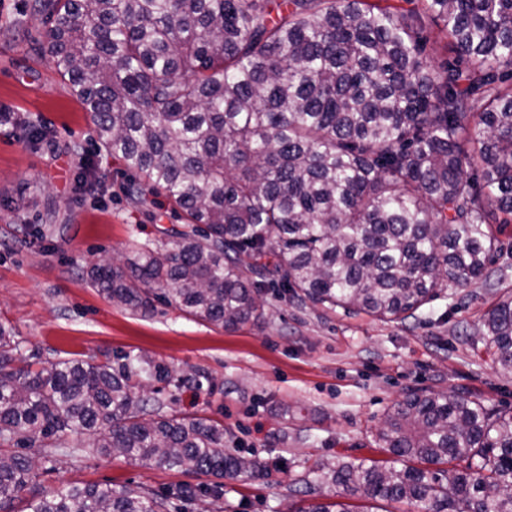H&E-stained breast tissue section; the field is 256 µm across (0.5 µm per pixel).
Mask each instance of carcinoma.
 I'll use <instances>...</instances> for the list:
<instances>
[{"label": "carcinoma", "instance_id": "1", "mask_svg": "<svg viewBox=\"0 0 512 512\" xmlns=\"http://www.w3.org/2000/svg\"><path fill=\"white\" fill-rule=\"evenodd\" d=\"M410 5L405 9L400 2ZM56 61L96 140L188 220L125 265L93 263L89 284L143 315L154 303L234 328L266 295L404 320L447 288L490 277L512 218V0H38ZM446 58L427 57L423 23ZM248 267L254 278L244 275ZM482 337L512 373V293ZM0 324V512H169L187 488L64 484L23 493L36 460L74 429L96 454L246 481L224 425L148 409L147 358L15 367ZM385 462L323 466L321 485L405 501L419 512H512V413L466 392L412 391L377 433ZM465 458L452 477L397 467ZM293 512H348L309 502Z\"/></svg>", "mask_w": 512, "mask_h": 512}]
</instances>
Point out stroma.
Instances as JSON below:
<instances>
[{"label": "stroma", "instance_id": "1", "mask_svg": "<svg viewBox=\"0 0 512 512\" xmlns=\"http://www.w3.org/2000/svg\"><path fill=\"white\" fill-rule=\"evenodd\" d=\"M36 0H0V323L32 362L142 355L180 385L161 384L166 412L218 420L231 450L263 478L225 480L210 512H288L320 463L386 460L374 435L413 390L465 391L512 411V373L475 340L500 288L448 289L405 321L269 298L263 320L224 328L156 304L147 315L92 288L85 269L123 261L182 224L163 191L132 204V176L95 146V127L44 51ZM85 434L31 448L39 490L67 483L145 484L165 493L212 476L82 451Z\"/></svg>", "mask_w": 512, "mask_h": 512}]
</instances>
